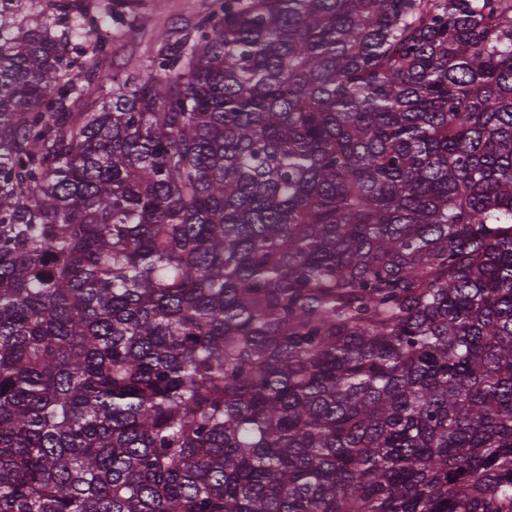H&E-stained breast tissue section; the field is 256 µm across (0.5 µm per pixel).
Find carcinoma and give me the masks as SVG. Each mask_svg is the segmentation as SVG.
<instances>
[{"label": "carcinoma", "mask_w": 512, "mask_h": 512, "mask_svg": "<svg viewBox=\"0 0 512 512\" xmlns=\"http://www.w3.org/2000/svg\"><path fill=\"white\" fill-rule=\"evenodd\" d=\"M48 2L0 30V512H512V0H200L133 85L149 0ZM32 3V4H31ZM27 10L18 15H6L4 18L5 29L17 30V27L43 23L48 15L46 0H32ZM169 6L154 14L148 22L121 37L113 43L109 56V66L119 78H124L130 71V66L125 65L129 59H138L145 63L148 55L147 48L150 46L153 31L156 28H166L171 32H177L185 26L190 19V13L182 10L181 0H169Z\"/></svg>", "instance_id": "1"}]
</instances>
